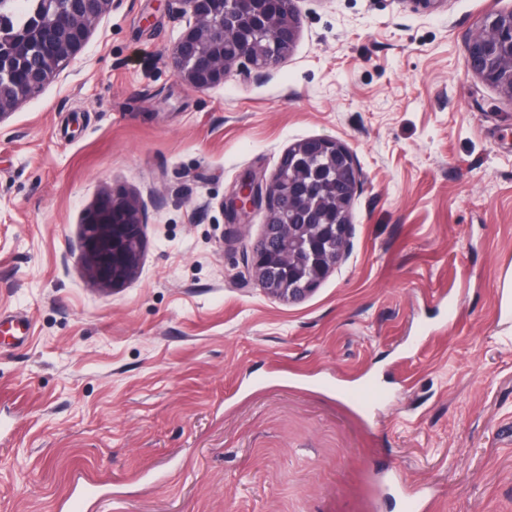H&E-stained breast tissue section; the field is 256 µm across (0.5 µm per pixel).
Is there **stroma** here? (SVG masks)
I'll use <instances>...</instances> for the list:
<instances>
[{"label": "stroma", "instance_id": "stroma-1", "mask_svg": "<svg viewBox=\"0 0 512 512\" xmlns=\"http://www.w3.org/2000/svg\"><path fill=\"white\" fill-rule=\"evenodd\" d=\"M296 42L203 91L192 22L112 0L70 67L0 124V512H512V101L466 65L512 0H295ZM365 179L344 256L288 302L249 276L250 172L313 138ZM134 195V279L77 262L86 211ZM377 382L385 400L349 391ZM97 484L87 481L77 490L75 487L66 499L68 512H86L89 510V503L96 496Z\"/></svg>", "mask_w": 512, "mask_h": 512}]
</instances>
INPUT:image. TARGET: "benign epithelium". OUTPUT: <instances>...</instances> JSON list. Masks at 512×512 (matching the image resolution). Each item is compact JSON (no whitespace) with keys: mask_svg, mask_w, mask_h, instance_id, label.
<instances>
[{"mask_svg":"<svg viewBox=\"0 0 512 512\" xmlns=\"http://www.w3.org/2000/svg\"><path fill=\"white\" fill-rule=\"evenodd\" d=\"M193 25L173 50L178 81L195 89L224 83L232 67L260 72L295 43L294 0H175ZM112 0H56L49 12L10 30L0 24V123L35 98L70 66ZM467 66L512 100V11L486 17L469 40ZM364 180L342 143L313 138L282 156L272 179L253 173L225 202L238 218L264 209L261 238L246 253L250 270L270 295L299 300L314 291L342 258L350 205ZM143 212L136 197L106 193L84 215L78 261L85 276L108 291L133 279L143 252ZM304 246L311 276L286 285L292 244Z\"/></svg>","mask_w":512,"mask_h":512,"instance_id":"1","label":"benign epithelium"}]
</instances>
